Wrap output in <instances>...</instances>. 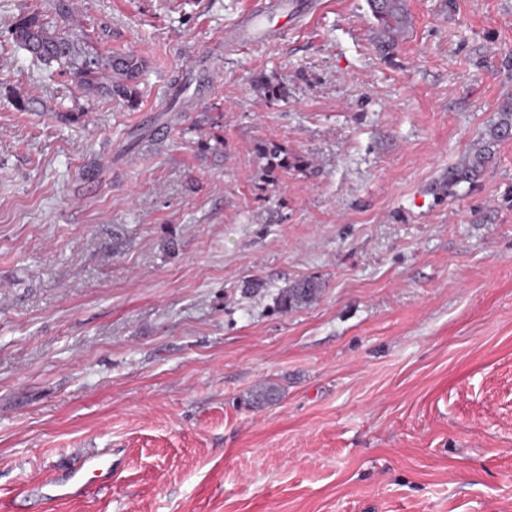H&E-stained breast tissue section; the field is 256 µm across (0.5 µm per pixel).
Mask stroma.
I'll list each match as a JSON object with an SVG mask.
<instances>
[{
  "label": "stroma",
  "instance_id": "obj_1",
  "mask_svg": "<svg viewBox=\"0 0 512 512\" xmlns=\"http://www.w3.org/2000/svg\"><path fill=\"white\" fill-rule=\"evenodd\" d=\"M266 2L74 0L147 58L128 104L14 43L54 0H0V512H512V140L435 188L512 99V0H407L388 47L322 0L226 50ZM320 288L312 281H301L286 288L280 295V305L289 310L313 301Z\"/></svg>",
  "mask_w": 512,
  "mask_h": 512
}]
</instances>
